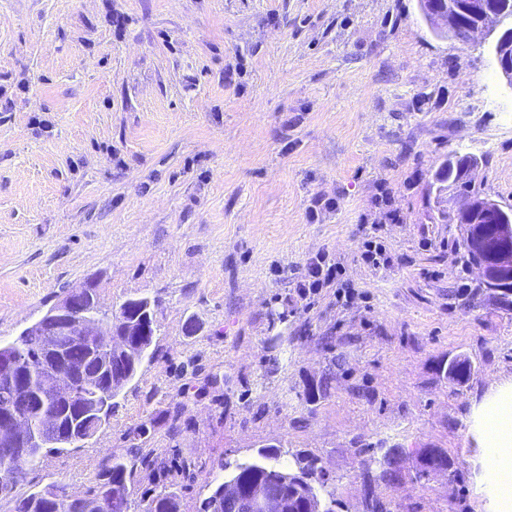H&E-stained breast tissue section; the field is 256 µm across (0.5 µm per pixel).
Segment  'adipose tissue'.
<instances>
[{
	"label": "adipose tissue",
	"mask_w": 512,
	"mask_h": 512,
	"mask_svg": "<svg viewBox=\"0 0 512 512\" xmlns=\"http://www.w3.org/2000/svg\"><path fill=\"white\" fill-rule=\"evenodd\" d=\"M476 464L493 458L494 469L477 482L484 512H512V379L501 382L474 411Z\"/></svg>",
	"instance_id": "1"
}]
</instances>
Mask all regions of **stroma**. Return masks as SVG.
Here are the masks:
<instances>
[{
	"label": "stroma",
	"instance_id": "stroma-1",
	"mask_svg": "<svg viewBox=\"0 0 512 512\" xmlns=\"http://www.w3.org/2000/svg\"><path fill=\"white\" fill-rule=\"evenodd\" d=\"M453 153L512 207V85L418 0H0V343L88 281L105 308L154 299L157 325L108 424L21 491L85 496L144 425L191 466L181 512L265 443L318 455L341 512H364L360 449L392 445V512H483L469 415L512 378V307L452 295L476 280L429 194ZM372 238L388 264L362 262ZM321 256L351 297H298ZM458 355L461 387L438 371ZM424 448L459 481L412 480Z\"/></svg>",
	"mask_w": 512,
	"mask_h": 512
}]
</instances>
